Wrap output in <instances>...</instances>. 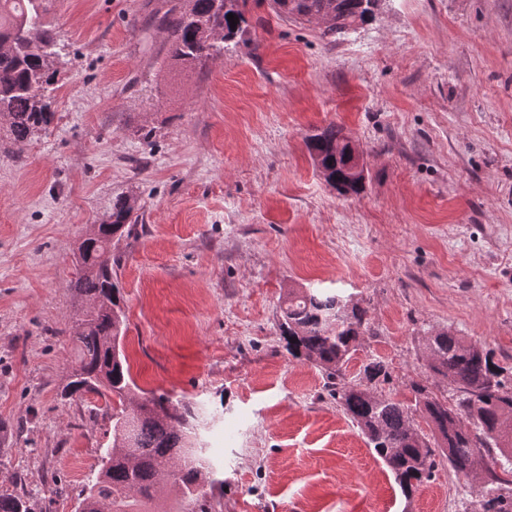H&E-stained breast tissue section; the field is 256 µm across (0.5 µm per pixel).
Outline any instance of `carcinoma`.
<instances>
[{"instance_id":"carcinoma-1","label":"carcinoma","mask_w":512,"mask_h":512,"mask_svg":"<svg viewBox=\"0 0 512 512\" xmlns=\"http://www.w3.org/2000/svg\"><path fill=\"white\" fill-rule=\"evenodd\" d=\"M46 0H0V130L21 150L50 126L56 34L46 26ZM375 0H271L279 16L328 20L325 34L339 36L371 19ZM248 0H181L162 25L169 58L202 68L224 54L244 33ZM234 15L230 27L228 14ZM343 130L330 124L307 141L328 185L352 180L351 157ZM139 220L129 194H117L101 224L76 253L71 288L89 307L62 330L75 344L77 361L61 397L87 394L111 397L108 418L112 442L101 449L95 476L77 495L76 512H156L152 505L170 485L180 495V512H212L209 491L223 481L201 457L187 429L195 413L186 404L160 395H136L120 346L125 325L123 296L112 268V241L130 235ZM368 329L367 311L341 295L310 288L291 289L281 306L279 330L289 354L316 365L328 380L330 395L356 424L402 493L429 479L437 459L474 483L479 512H512V495L502 493L512 473V388L481 348L448 329L423 338L434 376L455 387L453 403L422 385L414 387L415 410L426 416L433 434L414 428L412 411L401 402L376 395L360 383L344 382L348 362ZM0 512H35L27 494L0 492Z\"/></svg>"}]
</instances>
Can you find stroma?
<instances>
[{"mask_svg": "<svg viewBox=\"0 0 512 512\" xmlns=\"http://www.w3.org/2000/svg\"><path fill=\"white\" fill-rule=\"evenodd\" d=\"M176 0H49L61 51L47 132L0 136V490L75 512L112 439L104 398L62 400L76 350L73 254L113 196L140 221L112 246L135 385L192 405L216 512H468L447 462L404 495L278 328L291 288L332 289L371 333L374 392L452 396L422 350L448 328L512 387V0H379L332 39L250 0L206 68L168 57ZM341 127L366 161L344 197L306 138Z\"/></svg>", "mask_w": 512, "mask_h": 512, "instance_id": "stroma-1", "label": "stroma"}]
</instances>
